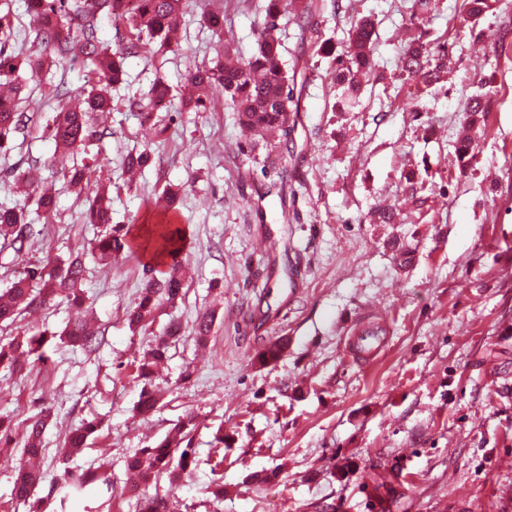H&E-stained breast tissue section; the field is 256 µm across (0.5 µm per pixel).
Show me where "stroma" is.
Masks as SVG:
<instances>
[{"label": "stroma", "instance_id": "1", "mask_svg": "<svg viewBox=\"0 0 512 512\" xmlns=\"http://www.w3.org/2000/svg\"><path fill=\"white\" fill-rule=\"evenodd\" d=\"M462 0H435L425 20L411 0H340L314 25L336 52L348 30L371 18L372 65L357 103L330 76V61L296 24H281L282 64L303 94L296 125L277 148L245 146L237 115L223 102L185 112L153 146L151 165L126 185L125 157L141 150L145 123L131 110L156 77L179 106L190 66L214 65L216 38L203 13H224V36L246 58L257 47L268 0H193L180 47L154 57L144 43L129 58L126 83L113 90L111 137L102 147L112 174V221L132 231L159 223L152 202L181 187L177 208L189 239L185 296L163 306L145 331L127 310L142 288V251L100 263L90 252L102 228L83 221L85 196L63 189L59 210L22 258L0 250V289L45 251L87 252L85 304L102 332L94 353L63 345L70 318L54 301L37 315L53 336L45 360L19 374L0 368V417L11 443L0 446V512H28L13 496L15 440L30 418L50 409L45 432V512H136L125 461L194 416L197 465L179 485L160 478L148 494L169 512H512V57L490 46L512 30V0H489L475 28L461 27ZM448 44L440 83L420 93L423 113L405 105L416 93L398 58L417 36ZM319 38V39H320ZM485 85L491 110L459 169L455 143L468 99ZM38 113L0 155V206L23 204L9 174L32 159L71 165L48 138L56 101L33 94ZM418 171L429 211L406 200L404 174ZM395 224L368 213L393 203ZM214 316L197 341L198 315ZM378 314L389 347L372 364L353 359L346 338ZM183 329L153 381L159 408L135 407V364L169 322ZM283 357L260 367L253 356L273 341ZM98 419L73 467L108 464L110 488L61 501L52 487L59 452L83 420ZM224 430L223 465L211 442ZM222 477L224 499L210 484Z\"/></svg>", "mask_w": 512, "mask_h": 512}]
</instances>
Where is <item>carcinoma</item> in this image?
Wrapping results in <instances>:
<instances>
[{
  "instance_id": "cac0c4a2",
  "label": "carcinoma",
  "mask_w": 512,
  "mask_h": 512,
  "mask_svg": "<svg viewBox=\"0 0 512 512\" xmlns=\"http://www.w3.org/2000/svg\"><path fill=\"white\" fill-rule=\"evenodd\" d=\"M190 0H83V6L73 10L69 0H28L29 12L34 24V42L40 46L37 53H26L7 46L11 36L9 13L0 11V153L11 150L10 143L15 133L25 125L29 116L21 111V104L30 99L24 94L26 83L22 74L50 72L76 63L89 69L91 78L87 84L70 88L65 79L48 84L44 96L56 100L60 107L46 123V128L56 148L73 157V165L60 173L68 188L82 192L92 174L83 154L88 147L100 143L105 130L98 125L97 117L112 112V88L125 82L128 58L137 54L143 39L157 46L156 53L163 56L174 51L171 33L177 27L189 6ZM487 0H463L461 20L470 22L478 17ZM319 9L317 0H269L265 17L257 37V49L247 59L227 66L216 61L213 67L195 66L185 75L191 94L183 100L182 112H205L207 105L217 98L224 106L237 113L240 126L262 139L288 135L295 123L299 100L295 87L281 64V42L278 36L280 20L291 15L292 21L306 30L310 18ZM105 14L117 25L132 31L133 39L110 47L100 41L96 34L98 16ZM375 34L374 23L369 18L354 22L348 33V49L334 55L330 42L320 43L319 52L332 57L336 84L343 85L353 93L359 91L358 76L370 65L371 48ZM399 68L416 84L427 88L437 84L448 68L445 43L422 41L411 43L399 57ZM169 86L157 79L145 97L134 100L130 107L138 109L150 118L169 108ZM490 98L480 92L470 96L466 109V131L457 141L455 153L461 168L470 164L472 133L477 129L478 119L489 111ZM152 159L150 147L132 152L125 158L129 169L147 166ZM50 167L45 162L36 163L16 174V180L26 187V196L32 198L36 211L43 219L51 221L56 210V195L46 189L42 170ZM408 196L424 208L427 198L419 195L423 180L411 171L404 176ZM84 223L105 227L99 236L95 252L99 260H112L131 251L133 238L123 225L112 224V189L108 182L96 186L94 196L88 199L84 212ZM39 234L36 225L29 220L23 207L0 208V240L21 254L32 237ZM158 248L155 258L159 264L143 265V286L134 307L128 312L129 326L144 328L156 319L157 310L164 304H173L184 295L181 275L182 258L186 250L185 229L177 224L164 223L157 229ZM165 269H158V265ZM85 253L76 251L62 259L50 252L43 259L28 267L25 274L14 278L9 286L0 291V323H15L25 312L36 311L49 300L58 299L72 309V318L60 338L75 348L93 350L98 345L99 331L87 320L84 313ZM48 331L36 330L25 336H14L0 344V367L19 373L32 355L44 359L41 349ZM179 335V327L170 326L165 335L144 355L136 371L144 382L136 410L140 414L153 412L158 399L151 391L154 364L167 358L173 339ZM285 344L279 342L264 348L258 354L261 364L279 360ZM50 414L42 411L32 417L23 443V455L27 461L20 464L14 485L15 497L34 507L32 502L36 489L44 479V472L29 464L43 455L42 437L49 424ZM196 423L191 417L177 424L174 432L152 446L139 449L126 462L128 473L134 474L138 482L148 483L152 479L167 476L170 482L178 481L182 475L192 471L196 465V451L192 448L190 434ZM98 428L95 419L85 421L69 438L68 447L61 450L62 462L82 448L87 438ZM104 464L89 467L77 474L64 470L65 495H79L96 483ZM166 500L144 495L138 500L137 512H166Z\"/></svg>"
}]
</instances>
